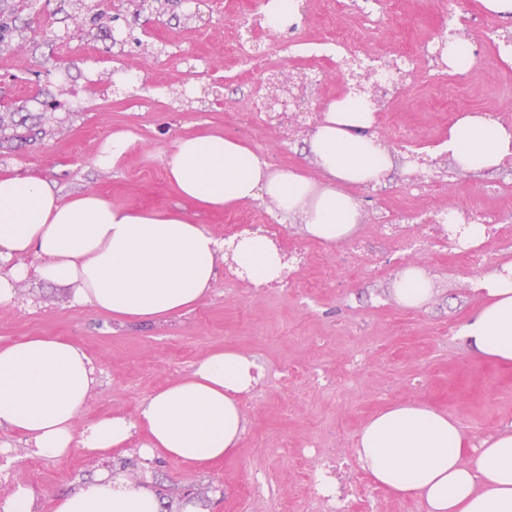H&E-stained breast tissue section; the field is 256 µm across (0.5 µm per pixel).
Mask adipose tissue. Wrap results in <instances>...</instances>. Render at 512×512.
<instances>
[{
    "label": "adipose tissue",
    "instance_id": "obj_1",
    "mask_svg": "<svg viewBox=\"0 0 512 512\" xmlns=\"http://www.w3.org/2000/svg\"><path fill=\"white\" fill-rule=\"evenodd\" d=\"M376 113L365 96L328 101L307 140V153L326 175L319 183L297 169L271 170L256 152L220 133L178 138L163 157L168 180L197 207L224 210L271 200L301 232L333 245L354 232V188L383 183L394 166L373 132ZM456 169L480 174L512 157V128L486 114L456 119L443 144ZM40 262L26 264L28 255ZM0 303L28 277L71 288V303L116 321H155L192 310L224 264L256 286L278 282L287 265L265 235L215 236L183 211H128L87 192L63 197L39 177L0 175ZM434 290L418 266L393 283L396 301L423 308ZM483 304L463 334L480 358L512 363V260L477 284ZM262 371L232 349L201 359L185 378L144 400L135 419L103 417L75 432L74 423L98 382L89 356L48 336L0 346V425L25 435L32 452L66 455L73 445L103 454L143 433L142 455L197 466L231 456L246 431L241 398ZM355 452L362 469L424 512H512V427L470 448L447 413L416 402L391 405L360 430ZM53 512H160L145 486L104 475L55 500Z\"/></svg>",
    "mask_w": 512,
    "mask_h": 512
}]
</instances>
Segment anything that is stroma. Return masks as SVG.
Here are the masks:
<instances>
[{
	"instance_id": "stroma-1",
	"label": "stroma",
	"mask_w": 512,
	"mask_h": 512,
	"mask_svg": "<svg viewBox=\"0 0 512 512\" xmlns=\"http://www.w3.org/2000/svg\"><path fill=\"white\" fill-rule=\"evenodd\" d=\"M241 4L220 0L218 10L194 14L186 0H162L157 13L117 11L108 0H0V13L14 29L0 47V174L46 179L66 197L94 192L128 210H182L224 239L244 212L251 226L275 223L286 237L301 239L297 224L270 201L201 209L183 199L165 173L163 156L179 137L220 132L262 155L271 169L299 167L314 180L322 178L305 156L308 132L291 125L254 127L243 118L250 85L236 79L224 56V37L237 30ZM82 5L101 13L99 24H76ZM300 11L298 29L272 34L282 50L256 63L255 78L314 68L311 51L319 35L351 24L340 11L325 12L321 0H303ZM437 18L432 0H399L395 10L378 16L377 36L367 48L393 57L402 45L435 37ZM465 39L475 57L463 81L472 108L512 114V103L490 92L494 85H512V64L497 58L480 30ZM56 69L65 70L69 82L54 80ZM75 98L83 101V111L72 110ZM447 101L448 86L441 82L408 80L392 90L389 121L416 135L419 159L393 168L379 191L355 189L360 217L352 237L333 245L309 240L292 287L254 286L227 265L191 311L121 324L69 305L66 289L25 280L12 302L0 304V344L53 336L84 349L99 382L77 429L104 416L135 418L146 398L217 350L250 354L263 378L243 400L247 429L239 448L203 468L144 457L137 436L105 457L78 446L61 458L37 457L21 434L1 426L0 499L26 484L37 493L35 512H52L55 498L117 472L148 484L175 512L188 494L200 512H277L280 502L308 492L291 449L312 438L325 453L354 449L365 422L391 404L417 401L447 412L475 448L512 426V364L478 358L461 332L482 303L475 283L512 259V235L487 238L490 264L468 269L428 259L423 245L410 261H401L396 239L375 233L386 203L403 197L415 176L427 180L417 201L442 207L512 190V174L498 171L442 181L452 161L440 159L430 141L448 137L442 122ZM117 129L133 132L137 141L115 165L101 166L98 158ZM359 240L369 250L365 274L348 264ZM409 263L434 280L433 296L420 309L399 305L391 292ZM331 264L338 269L335 281L315 299H305L309 281ZM352 352L362 359L356 375L346 383L332 381L337 361ZM293 366L317 368L328 381L315 388L283 387L279 378Z\"/></svg>"
}]
</instances>
